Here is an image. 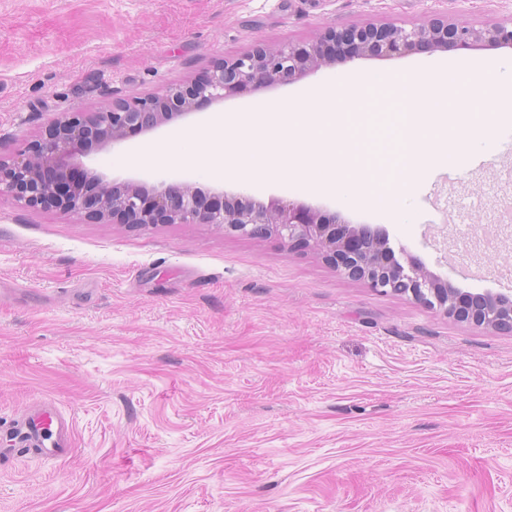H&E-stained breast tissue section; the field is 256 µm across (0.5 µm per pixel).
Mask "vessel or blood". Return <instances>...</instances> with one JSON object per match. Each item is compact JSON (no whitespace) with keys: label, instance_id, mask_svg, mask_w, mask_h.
<instances>
[{"label":"vessel or blood","instance_id":"b4317fda","mask_svg":"<svg viewBox=\"0 0 512 512\" xmlns=\"http://www.w3.org/2000/svg\"><path fill=\"white\" fill-rule=\"evenodd\" d=\"M24 441L37 447L40 458L62 459L73 452V425L51 400H43L24 423Z\"/></svg>","mask_w":512,"mask_h":512}]
</instances>
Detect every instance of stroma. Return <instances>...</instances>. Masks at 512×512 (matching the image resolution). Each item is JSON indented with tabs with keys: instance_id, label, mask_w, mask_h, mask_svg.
I'll return each instance as SVG.
<instances>
[{
	"instance_id": "stroma-1",
	"label": "stroma",
	"mask_w": 512,
	"mask_h": 512,
	"mask_svg": "<svg viewBox=\"0 0 512 512\" xmlns=\"http://www.w3.org/2000/svg\"><path fill=\"white\" fill-rule=\"evenodd\" d=\"M433 18L512 21V0H0V157L63 112L199 76L254 44ZM512 60V48L367 56L359 69ZM345 62L232 96L85 162L117 181L285 199L386 231L398 260L512 295V149L439 168L405 220L286 181L137 162L219 112L332 85ZM51 399L64 461L0 457V512H512V332L383 294L276 237L98 224L0 198V448Z\"/></svg>"
}]
</instances>
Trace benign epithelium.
I'll return each instance as SVG.
<instances>
[{
	"instance_id": "obj_1",
	"label": "benign epithelium",
	"mask_w": 512,
	"mask_h": 512,
	"mask_svg": "<svg viewBox=\"0 0 512 512\" xmlns=\"http://www.w3.org/2000/svg\"><path fill=\"white\" fill-rule=\"evenodd\" d=\"M472 43L511 48L512 28L500 22L476 28L433 18L409 28H332L309 42L277 48L258 44L188 83L150 96L116 99L91 116L61 113L27 151L12 160L0 159V196L8 195L27 208L55 207L99 224H212L240 235H275L296 246L313 247L340 273L381 292L409 295L462 323L512 332V298L462 292L416 264L404 267L381 231L346 224L334 214L281 199L265 205L245 195L228 198L222 191H204L193 183L161 181L148 187L133 180L116 182L74 163L79 156L119 147L167 125L191 113L200 101L294 84L334 65L338 55L346 62L416 49L433 53Z\"/></svg>"
}]
</instances>
